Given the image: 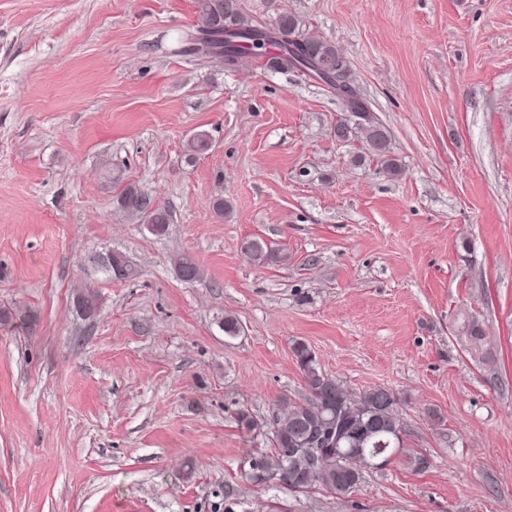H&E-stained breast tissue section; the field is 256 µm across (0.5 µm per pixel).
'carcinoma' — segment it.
<instances>
[{
	"instance_id": "cac0c4a2",
	"label": "carcinoma",
	"mask_w": 512,
	"mask_h": 512,
	"mask_svg": "<svg viewBox=\"0 0 512 512\" xmlns=\"http://www.w3.org/2000/svg\"><path fill=\"white\" fill-rule=\"evenodd\" d=\"M195 7L201 26L190 35L189 50L209 55L229 53L228 63L233 65L248 56L264 57L265 49H273L271 56H266L271 70L299 71L326 84L347 112L346 118L336 123L338 135L346 142L362 140L364 149L380 159L387 174H400L401 165L390 151L387 131L351 79L350 61L334 44L307 36L298 18L287 12L262 25L243 12L240 0H195ZM211 147L208 134H194L187 142V162L195 161ZM118 204L156 234L164 233L170 224V211L135 187H126ZM241 252L259 266L288 260V254L261 239L244 240ZM88 262L108 277L137 276L136 268L119 253L93 254ZM174 267L184 281L200 277L198 265L188 254L179 255ZM73 302L86 317L97 309L96 294L88 287L76 290ZM293 353L302 371L305 396L284 403L283 412L272 421V451L245 457L240 477L252 484L293 491L322 486L347 496L358 489L364 472L375 468V461L407 452L399 400L385 386L360 394L349 391L322 371L314 351L302 340L293 343ZM322 430L333 436L332 445L312 457L304 445Z\"/></svg>"
}]
</instances>
